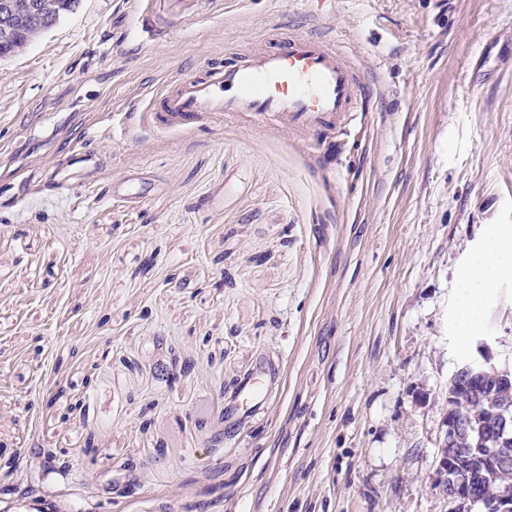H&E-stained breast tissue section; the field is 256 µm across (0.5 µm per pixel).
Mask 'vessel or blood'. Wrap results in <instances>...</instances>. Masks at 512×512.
Listing matches in <instances>:
<instances>
[{"mask_svg": "<svg viewBox=\"0 0 512 512\" xmlns=\"http://www.w3.org/2000/svg\"><path fill=\"white\" fill-rule=\"evenodd\" d=\"M131 30L143 41L164 35L141 9L134 13ZM367 93L335 38L298 34L275 38L252 62L228 55L203 72L170 81L151 97L147 110L159 132L192 129L223 116L318 131L335 127L356 111ZM276 385L272 366L258 360L219 405L225 431H237Z\"/></svg>", "mask_w": 512, "mask_h": 512, "instance_id": "obj_1", "label": "vessel or blood"}]
</instances>
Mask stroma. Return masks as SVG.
Here are the masks:
<instances>
[{"instance_id": "35a3bbf8", "label": "stroma", "mask_w": 512, "mask_h": 512, "mask_svg": "<svg viewBox=\"0 0 512 512\" xmlns=\"http://www.w3.org/2000/svg\"><path fill=\"white\" fill-rule=\"evenodd\" d=\"M143 5L163 39L81 0L0 60V512H455L448 380L481 341L512 367V278L457 322L512 231V0ZM280 24L370 85L343 124L150 127L164 81ZM262 356L278 394L225 435ZM512 240L509 234H497L488 242L484 251L472 261L465 274L457 283L466 303L475 310L469 316H462L465 328H470L479 319L478 298L484 291L493 288L506 274H512Z\"/></svg>"}]
</instances>
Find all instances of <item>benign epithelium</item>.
<instances>
[{"mask_svg": "<svg viewBox=\"0 0 512 512\" xmlns=\"http://www.w3.org/2000/svg\"><path fill=\"white\" fill-rule=\"evenodd\" d=\"M61 3L59 0H0V46H8L11 55H18L44 33V28L56 21L60 16ZM24 14L32 23L30 33L26 34L24 41H19L13 35L14 17ZM482 358L479 363V375L506 386L512 383L509 376L512 371L500 368L490 362V353L486 346L481 344L477 348ZM472 428L470 406H454L448 409L446 429L439 438L437 465L434 475V486L444 497L463 506L467 504L479 505L482 512H512V502L497 500L492 496L475 497L470 494L463 480L449 466V460L460 454L457 444L467 437Z\"/></svg>", "mask_w": 512, "mask_h": 512, "instance_id": "benign-epithelium-1", "label": "benign epithelium"}]
</instances>
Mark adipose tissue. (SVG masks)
I'll list each match as a JSON object with an SVG mask.
<instances>
[{
    "instance_id": "ef3b65f1",
    "label": "adipose tissue",
    "mask_w": 512,
    "mask_h": 512,
    "mask_svg": "<svg viewBox=\"0 0 512 512\" xmlns=\"http://www.w3.org/2000/svg\"><path fill=\"white\" fill-rule=\"evenodd\" d=\"M506 274H512V242L493 236L484 251L472 261L457 286L469 306H476L480 294L493 288Z\"/></svg>"
}]
</instances>
